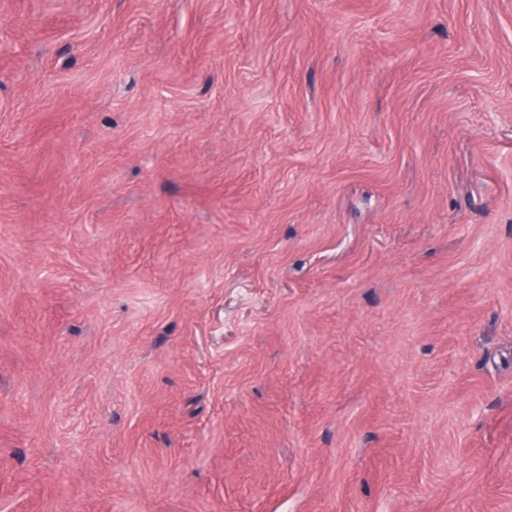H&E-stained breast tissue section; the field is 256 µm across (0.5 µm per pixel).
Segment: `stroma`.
Returning a JSON list of instances; mask_svg holds the SVG:
<instances>
[{"label": "stroma", "mask_w": 512, "mask_h": 512, "mask_svg": "<svg viewBox=\"0 0 512 512\" xmlns=\"http://www.w3.org/2000/svg\"><path fill=\"white\" fill-rule=\"evenodd\" d=\"M0 512H512V0H0Z\"/></svg>", "instance_id": "35a3bbf8"}]
</instances>
